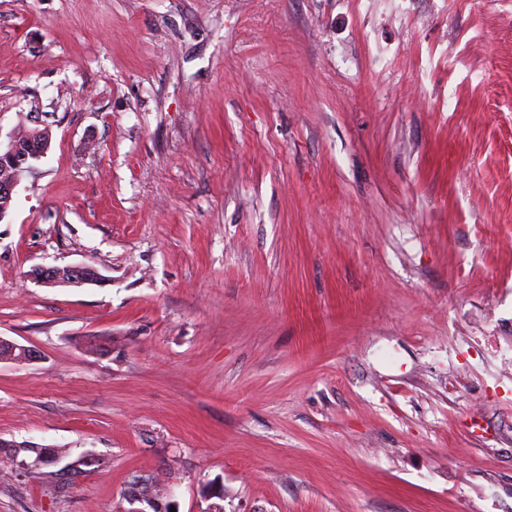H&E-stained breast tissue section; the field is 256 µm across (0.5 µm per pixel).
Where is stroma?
Wrapping results in <instances>:
<instances>
[{"label": "stroma", "mask_w": 512, "mask_h": 512, "mask_svg": "<svg viewBox=\"0 0 512 512\" xmlns=\"http://www.w3.org/2000/svg\"><path fill=\"white\" fill-rule=\"evenodd\" d=\"M32 115L0 512H512V0H0ZM28 277L37 285L44 288L61 286L81 288L96 285L103 280L99 270L88 263L69 266L37 265L28 272ZM36 350L17 344L0 336V362L2 360H10L15 363H32L38 360Z\"/></svg>", "instance_id": "stroma-1"}]
</instances>
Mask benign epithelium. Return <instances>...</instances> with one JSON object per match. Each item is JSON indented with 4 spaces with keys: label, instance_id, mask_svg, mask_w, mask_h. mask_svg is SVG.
Listing matches in <instances>:
<instances>
[{
    "label": "benign epithelium",
    "instance_id": "1",
    "mask_svg": "<svg viewBox=\"0 0 512 512\" xmlns=\"http://www.w3.org/2000/svg\"><path fill=\"white\" fill-rule=\"evenodd\" d=\"M51 145L49 126L26 130V135L11 134L8 140H0V221L3 220L13 201V194L23 174L33 167V162L44 157ZM28 277L44 288L61 286L81 288L96 285L103 280L99 270L88 263L69 266L37 265ZM32 363L38 360L36 350L0 336V361Z\"/></svg>",
    "mask_w": 512,
    "mask_h": 512
}]
</instances>
